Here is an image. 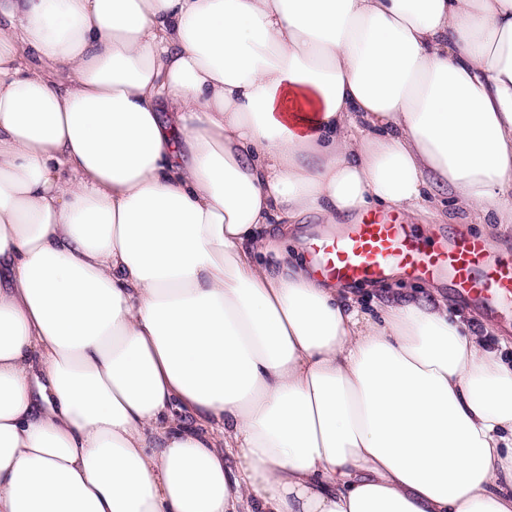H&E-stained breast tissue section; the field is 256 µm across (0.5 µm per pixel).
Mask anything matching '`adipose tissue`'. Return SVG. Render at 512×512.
I'll return each mask as SVG.
<instances>
[{"instance_id":"adipose-tissue-1","label":"adipose tissue","mask_w":512,"mask_h":512,"mask_svg":"<svg viewBox=\"0 0 512 512\" xmlns=\"http://www.w3.org/2000/svg\"><path fill=\"white\" fill-rule=\"evenodd\" d=\"M512 224V0H0V512H512V365L290 225Z\"/></svg>"}]
</instances>
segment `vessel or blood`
I'll return each instance as SVG.
<instances>
[{
  "label": "vessel or blood",
  "instance_id": "b4317fda",
  "mask_svg": "<svg viewBox=\"0 0 512 512\" xmlns=\"http://www.w3.org/2000/svg\"><path fill=\"white\" fill-rule=\"evenodd\" d=\"M307 246L316 271L339 282L380 279L395 265L417 277L448 274L460 295L481 298L490 309L512 305V262L490 259L476 237L429 248L392 217L371 214L340 236L314 232Z\"/></svg>",
  "mask_w": 512,
  "mask_h": 512
}]
</instances>
